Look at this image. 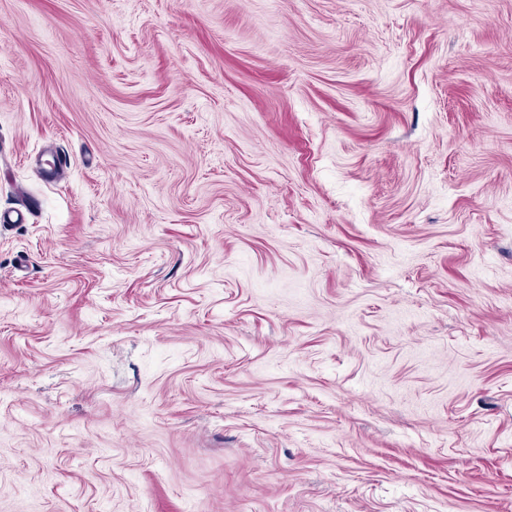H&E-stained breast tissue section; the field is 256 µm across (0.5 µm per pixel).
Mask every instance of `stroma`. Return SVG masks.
Listing matches in <instances>:
<instances>
[{"mask_svg": "<svg viewBox=\"0 0 512 512\" xmlns=\"http://www.w3.org/2000/svg\"><path fill=\"white\" fill-rule=\"evenodd\" d=\"M0 512H512V0H0Z\"/></svg>", "mask_w": 512, "mask_h": 512, "instance_id": "obj_1", "label": "stroma"}]
</instances>
